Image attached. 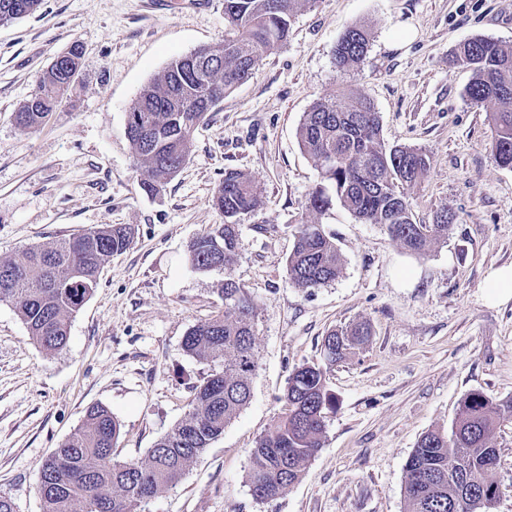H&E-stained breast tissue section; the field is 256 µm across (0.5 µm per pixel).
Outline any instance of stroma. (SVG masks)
<instances>
[{
    "label": "stroma",
    "instance_id": "35a3bbf8",
    "mask_svg": "<svg viewBox=\"0 0 512 512\" xmlns=\"http://www.w3.org/2000/svg\"><path fill=\"white\" fill-rule=\"evenodd\" d=\"M354 25L370 30L371 45L341 72L334 49ZM475 36L512 44V0H310L287 42L225 95L195 131L189 159L151 197L127 112L173 57L223 40L224 0L203 10L192 0H43L0 26V257L101 224L135 229L71 316L62 351H43L16 309L0 304V496L17 512H43L38 469L91 406L119 422L120 461L145 459L184 419L211 371L184 351V337L224 309L223 272L193 271L186 247L223 223L212 195L237 170L263 196L239 226L232 271L257 303L252 396L141 512H405V465L419 438L450 431L469 392L512 397V301L490 302L484 288L492 269L512 264V168L496 161L488 114L466 95L472 71L450 63ZM76 44L82 66L61 106L43 125H19L18 107ZM344 85L374 103L386 143L430 155L427 177L409 193L414 220L433 223L447 205L455 221L447 240L416 255L333 204L320 222L341 273L304 290L286 262L321 177L296 130L313 102ZM357 323L369 326L367 342L327 370L336 408L322 448L299 482L257 502L251 450L281 414L289 374L322 363L329 330ZM493 440L494 512H512V420Z\"/></svg>",
    "mask_w": 512,
    "mask_h": 512
}]
</instances>
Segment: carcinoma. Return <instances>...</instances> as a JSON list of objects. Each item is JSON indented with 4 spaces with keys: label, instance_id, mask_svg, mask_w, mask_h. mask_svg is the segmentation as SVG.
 <instances>
[{
    "label": "carcinoma",
    "instance_id": "1",
    "mask_svg": "<svg viewBox=\"0 0 512 512\" xmlns=\"http://www.w3.org/2000/svg\"><path fill=\"white\" fill-rule=\"evenodd\" d=\"M42 0H0V23L27 16ZM311 0H224V40L171 60L127 112L139 134L129 138L145 175L146 193H159L190 156L193 133L215 111L224 95L249 77L261 57L288 40L291 21ZM370 33L349 28L336 45L334 61L343 70L364 60ZM79 47L62 64H52L34 96L15 113L25 127L39 125L55 111L78 71ZM453 62L469 67L471 101L490 108L491 149L497 162L512 168V44L482 36L459 43ZM301 149L314 161L322 183L312 192L308 211L321 215L338 201L356 220L381 224L403 249L422 255L448 237L455 213L444 205L432 224L414 222L408 192L431 167L421 148L387 146L379 112L369 98L346 88L312 104L297 129ZM261 204L252 179L236 170L224 173L212 205L224 215L187 249L190 267L224 271L220 288L224 312L192 326L184 351L210 363L184 420L158 439L141 461L113 456L120 427L104 406L90 407L82 425L40 465L38 493L43 512H140L141 503L178 483L231 419L249 402L258 366L256 303L232 276L241 218ZM134 231L128 224H102L51 246H35L15 259H0V303L15 306L29 335L43 349L63 350L70 316L98 286L102 268L126 251ZM342 257L333 238L316 221L298 225L287 259L290 281L318 288L336 280ZM358 324L329 331L322 341L326 364L354 353L366 336ZM285 408L276 424L251 450L247 483L253 498L266 502L298 482L306 464L322 448L326 415L336 406L318 364H301L288 378ZM512 419V398L493 401L479 391L461 401L451 433L426 432L406 462L403 488L406 512H493L496 487L489 474L499 457L492 435Z\"/></svg>",
    "mask_w": 512,
    "mask_h": 512
}]
</instances>
